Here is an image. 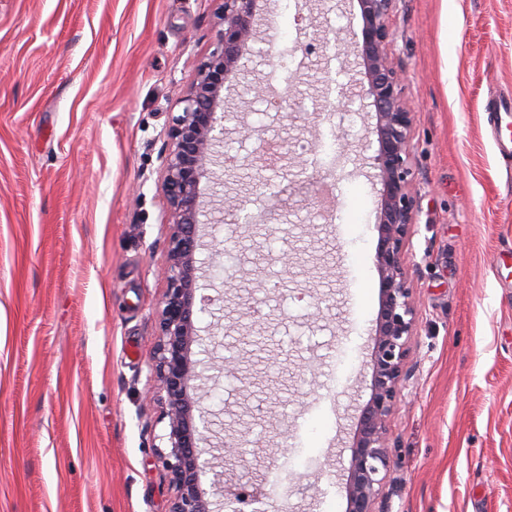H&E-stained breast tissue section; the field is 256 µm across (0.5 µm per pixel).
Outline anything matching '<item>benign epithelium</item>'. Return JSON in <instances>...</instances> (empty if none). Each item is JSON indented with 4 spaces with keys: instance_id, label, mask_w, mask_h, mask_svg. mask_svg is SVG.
I'll return each mask as SVG.
<instances>
[{
    "instance_id": "1",
    "label": "benign epithelium",
    "mask_w": 512,
    "mask_h": 512,
    "mask_svg": "<svg viewBox=\"0 0 512 512\" xmlns=\"http://www.w3.org/2000/svg\"><path fill=\"white\" fill-rule=\"evenodd\" d=\"M257 0H223L224 28L217 46L200 64L179 98L167 135L172 149L164 160V188L174 231L169 240L168 287L159 310V344L154 370L166 396L169 451L163 465L175 489L170 512H210L199 490L205 462L199 447L209 430L204 415L193 414L187 388L192 371L188 344L198 337L193 324L195 252L199 246L200 181L216 164L214 147L224 140V85L240 70L244 53L254 50ZM363 25L354 52L361 58L366 84L361 96L376 112L383 209L376 260L382 304L371 354V395L359 415L350 459L348 512H376L390 463L388 422L400 397L414 336L415 316L404 268V247L415 220L411 188V105L392 53L389 15L393 0H357Z\"/></svg>"
}]
</instances>
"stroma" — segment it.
Wrapping results in <instances>:
<instances>
[{
    "instance_id": "1",
    "label": "stroma",
    "mask_w": 512,
    "mask_h": 512,
    "mask_svg": "<svg viewBox=\"0 0 512 512\" xmlns=\"http://www.w3.org/2000/svg\"><path fill=\"white\" fill-rule=\"evenodd\" d=\"M222 0H0V512H170L153 364L171 225L176 100L215 49ZM260 0L261 38L224 88L223 153L200 183L192 363L230 358L200 406L238 442L226 478L288 464L263 512H345L371 393L382 185L363 101L316 111L325 71L361 78L356 0ZM413 108L415 332L377 512H512V173L484 102L512 91V0H394ZM289 45L296 64L277 67ZM289 87L281 111L255 98ZM248 126L261 137L242 138ZM286 146L256 164L264 141ZM242 200L237 215L222 201ZM239 270L225 275L222 250ZM290 256L291 266L280 263Z\"/></svg>"
}]
</instances>
